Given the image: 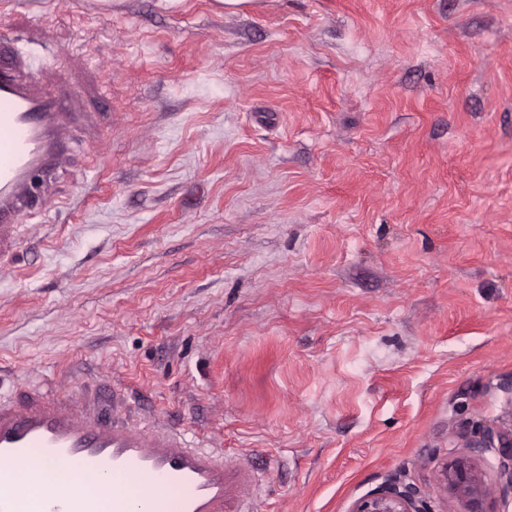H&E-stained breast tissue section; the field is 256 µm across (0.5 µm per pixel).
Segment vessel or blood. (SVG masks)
<instances>
[{
	"mask_svg": "<svg viewBox=\"0 0 512 512\" xmlns=\"http://www.w3.org/2000/svg\"><path fill=\"white\" fill-rule=\"evenodd\" d=\"M83 112L35 80L20 53L0 56V266L18 247V227L36 188L65 162ZM40 455L51 478L38 500L23 487L22 462ZM98 483L75 485L70 473ZM245 471L223 449L143 417L124 392L110 402L20 385L0 394V512H256L241 498Z\"/></svg>",
	"mask_w": 512,
	"mask_h": 512,
	"instance_id": "1",
	"label": "vessel or blood"
}]
</instances>
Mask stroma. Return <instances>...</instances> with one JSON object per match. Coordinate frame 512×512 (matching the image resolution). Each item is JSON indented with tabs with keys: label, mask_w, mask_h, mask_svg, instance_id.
Here are the masks:
<instances>
[{
	"label": "stroma",
	"mask_w": 512,
	"mask_h": 512,
	"mask_svg": "<svg viewBox=\"0 0 512 512\" xmlns=\"http://www.w3.org/2000/svg\"><path fill=\"white\" fill-rule=\"evenodd\" d=\"M95 122L0 269V390L105 394L242 460L260 512H512V0H0ZM495 437L500 444V448H498L500 476L505 486L512 489V440L495 431H488L485 434V438L489 442L493 441ZM439 485L465 505L466 512H485L482 504L488 495L487 487L465 460L446 463L439 473ZM351 512H426L415 491L388 480L358 500Z\"/></svg>",
	"instance_id": "stroma-1"
}]
</instances>
